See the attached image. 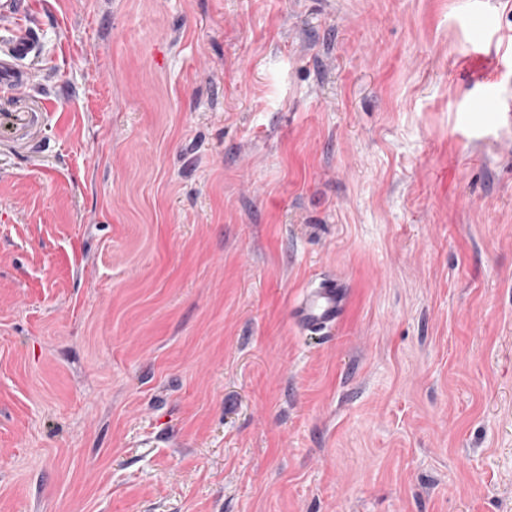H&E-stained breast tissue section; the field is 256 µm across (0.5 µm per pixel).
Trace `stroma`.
Masks as SVG:
<instances>
[{
    "mask_svg": "<svg viewBox=\"0 0 512 512\" xmlns=\"http://www.w3.org/2000/svg\"><path fill=\"white\" fill-rule=\"evenodd\" d=\"M33 26L0 91V512H512V0ZM327 274L347 311L305 334ZM346 305V288L335 278L325 277L303 293L294 307V320L308 334H319L336 325Z\"/></svg>",
    "mask_w": 512,
    "mask_h": 512,
    "instance_id": "stroma-1",
    "label": "stroma"
}]
</instances>
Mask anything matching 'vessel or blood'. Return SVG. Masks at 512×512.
<instances>
[{
  "mask_svg": "<svg viewBox=\"0 0 512 512\" xmlns=\"http://www.w3.org/2000/svg\"><path fill=\"white\" fill-rule=\"evenodd\" d=\"M0 17L11 22L6 35L0 37V87L11 89L26 83L25 63L40 55L41 42L27 20L23 0H0ZM346 305L343 285L325 277L303 293L294 307V320L303 331L318 334L335 326Z\"/></svg>",
  "mask_w": 512,
  "mask_h": 512,
  "instance_id": "obj_1",
  "label": "vessel or blood"
}]
</instances>
